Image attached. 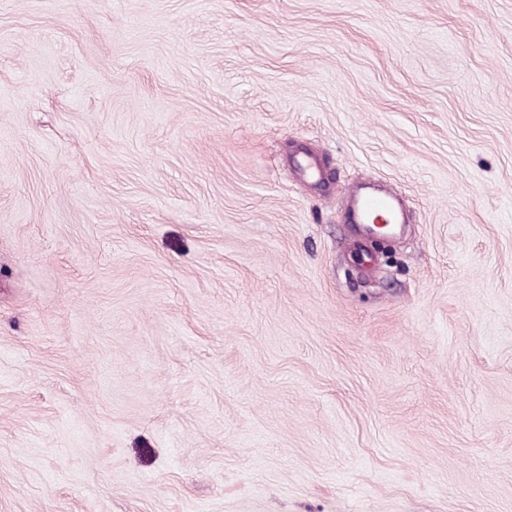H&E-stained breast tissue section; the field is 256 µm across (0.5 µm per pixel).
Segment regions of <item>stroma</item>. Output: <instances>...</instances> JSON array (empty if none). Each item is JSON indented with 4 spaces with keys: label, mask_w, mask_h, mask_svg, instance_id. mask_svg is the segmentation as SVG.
<instances>
[{
    "label": "stroma",
    "mask_w": 512,
    "mask_h": 512,
    "mask_svg": "<svg viewBox=\"0 0 512 512\" xmlns=\"http://www.w3.org/2000/svg\"><path fill=\"white\" fill-rule=\"evenodd\" d=\"M0 512H512V0H0ZM381 212H390L394 218L393 223L387 227V234L398 235L403 224L400 223L397 200L393 196L375 191H364L353 197L352 217L356 223L354 227L361 237H375L379 233L378 226L372 224L371 217L378 216Z\"/></svg>",
    "instance_id": "1"
}]
</instances>
